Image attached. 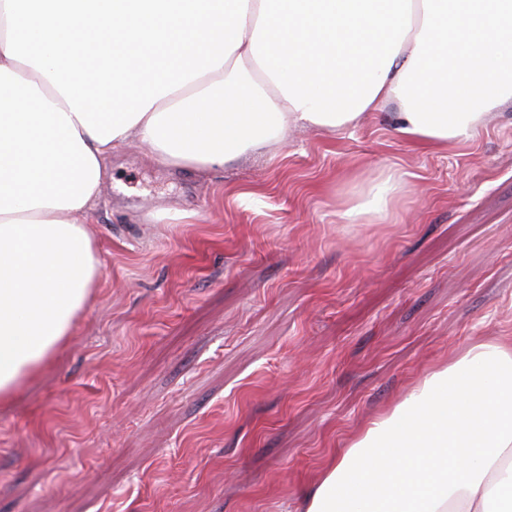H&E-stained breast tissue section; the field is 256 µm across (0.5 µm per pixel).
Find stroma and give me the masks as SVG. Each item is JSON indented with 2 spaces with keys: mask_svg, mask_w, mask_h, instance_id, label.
<instances>
[{
  "mask_svg": "<svg viewBox=\"0 0 512 512\" xmlns=\"http://www.w3.org/2000/svg\"><path fill=\"white\" fill-rule=\"evenodd\" d=\"M393 112L203 175L112 157L96 298L0 406V512H297L430 363L512 333V101L445 151ZM393 171L385 218L342 223Z\"/></svg>",
  "mask_w": 512,
  "mask_h": 512,
  "instance_id": "stroma-1",
  "label": "stroma"
}]
</instances>
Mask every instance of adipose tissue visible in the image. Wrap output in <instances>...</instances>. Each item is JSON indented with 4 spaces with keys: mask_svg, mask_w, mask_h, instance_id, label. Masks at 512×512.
<instances>
[{
    "mask_svg": "<svg viewBox=\"0 0 512 512\" xmlns=\"http://www.w3.org/2000/svg\"><path fill=\"white\" fill-rule=\"evenodd\" d=\"M512 0H0V404L69 342L100 274L91 207L129 142L207 173L291 127L458 147L512 99ZM260 72L250 86L241 74ZM391 173L341 219L383 217ZM301 512H512V336L432 364L333 449Z\"/></svg>",
    "mask_w": 512,
    "mask_h": 512,
    "instance_id": "1",
    "label": "adipose tissue"
}]
</instances>
